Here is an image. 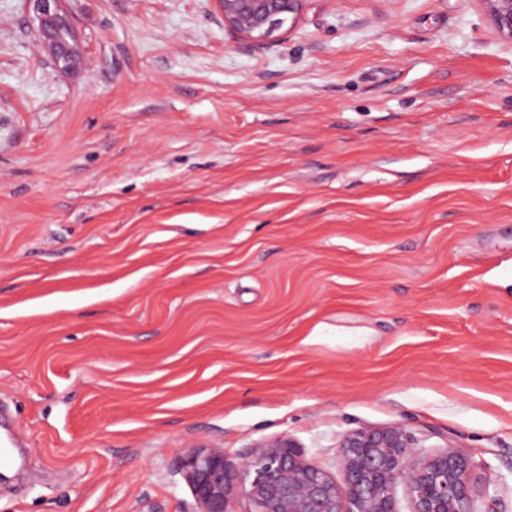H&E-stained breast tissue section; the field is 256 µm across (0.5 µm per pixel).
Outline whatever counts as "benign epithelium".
Here are the masks:
<instances>
[{"mask_svg":"<svg viewBox=\"0 0 512 512\" xmlns=\"http://www.w3.org/2000/svg\"><path fill=\"white\" fill-rule=\"evenodd\" d=\"M306 0H216L224 28L265 45L284 25L296 22ZM500 38L512 43V0H480ZM37 22L40 45L61 72L83 61L78 42L60 39L68 22L62 0H27ZM341 478L306 457L292 439L261 443L233 466L224 449L201 446L182 457L180 473L192 490L196 512H230L229 497L239 493L256 512H401L398 491L408 512H497L480 509L474 474L484 464L458 448L428 451L399 426L369 427L340 444Z\"/></svg>","mask_w":512,"mask_h":512,"instance_id":"1","label":"benign epithelium"}]
</instances>
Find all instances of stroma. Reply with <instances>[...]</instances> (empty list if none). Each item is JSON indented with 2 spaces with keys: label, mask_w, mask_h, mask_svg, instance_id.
Returning <instances> with one entry per match:
<instances>
[{
  "label": "stroma",
  "mask_w": 512,
  "mask_h": 512,
  "mask_svg": "<svg viewBox=\"0 0 512 512\" xmlns=\"http://www.w3.org/2000/svg\"><path fill=\"white\" fill-rule=\"evenodd\" d=\"M0 0V512H195L178 471L399 425L512 512V44L480 0ZM37 22L40 45L50 56L54 68L61 72L76 70L83 61V50L77 41L69 37L67 28L56 34L59 24L65 22L70 26L67 16L63 13L62 0H26ZM71 27V26H70ZM224 28L237 37L265 45L274 41L284 25L294 24L306 0H215Z\"/></svg>",
  "instance_id": "1"
}]
</instances>
